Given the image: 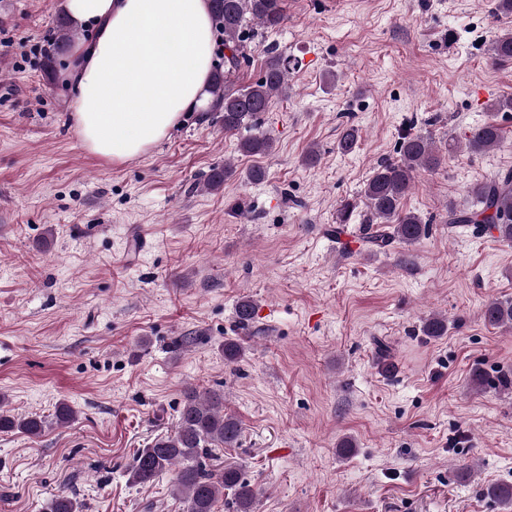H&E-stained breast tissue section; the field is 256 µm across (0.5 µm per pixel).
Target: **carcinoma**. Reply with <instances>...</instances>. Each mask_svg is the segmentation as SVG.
I'll use <instances>...</instances> for the list:
<instances>
[{
  "mask_svg": "<svg viewBox=\"0 0 512 512\" xmlns=\"http://www.w3.org/2000/svg\"><path fill=\"white\" fill-rule=\"evenodd\" d=\"M212 19L222 32L219 48L224 67L216 68L209 84L210 102L207 111L221 113L224 132L238 136V149L246 155L271 152L270 140L255 132L260 113L268 111L271 99L283 92L288 81L289 61L272 50L261 77L254 83L239 87L232 79L242 64L249 62L251 46L262 44L266 33L280 29L287 21L285 0H211ZM81 36V30L65 15L56 18L49 43L44 70L53 75L59 57ZM491 57L496 61H512V33L498 35L491 44ZM358 142V129L343 128L336 149L351 152ZM502 130L488 121L470 130L465 148L474 155L484 154L500 146ZM442 163L431 138L425 134H408L401 138L397 157L378 163L366 181L363 197L368 211V243L384 249L398 241L413 245L429 231V223L413 211L403 208L405 198L417 173L435 170ZM231 176L229 167H216L204 181L207 190H219ZM475 205L470 209H448L444 223L449 227L473 226L479 232L492 229L499 238L512 241V169L470 187ZM356 202H341L336 215V234L350 223ZM483 319L492 326L512 327V300H491L483 308ZM448 322L433 316L423 323L427 336H443ZM47 422L40 416L16 418L0 411V432L18 429L30 436H39ZM240 437L236 418L224 412V394L207 392L202 397L196 389L184 392L174 433L156 437L141 448L129 470L134 485H148L166 470L177 468L176 496L184 499L187 512H214L224 491L232 494V512H253L255 490L233 465L214 464V448H233ZM485 495L501 503L512 504V484L496 483L485 488ZM76 497L65 491L52 496L45 512H79Z\"/></svg>",
  "mask_w": 512,
  "mask_h": 512,
  "instance_id": "carcinoma-1",
  "label": "carcinoma"
}]
</instances>
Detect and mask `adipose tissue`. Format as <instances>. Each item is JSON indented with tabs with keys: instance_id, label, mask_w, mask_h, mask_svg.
<instances>
[{
	"instance_id": "adipose-tissue-1",
	"label": "adipose tissue",
	"mask_w": 512,
	"mask_h": 512,
	"mask_svg": "<svg viewBox=\"0 0 512 512\" xmlns=\"http://www.w3.org/2000/svg\"><path fill=\"white\" fill-rule=\"evenodd\" d=\"M95 39L72 48L74 127L88 152L128 161L205 108L217 40L209 0H64Z\"/></svg>"
}]
</instances>
